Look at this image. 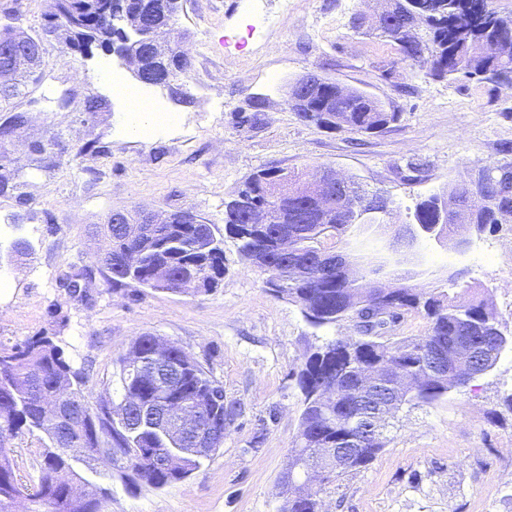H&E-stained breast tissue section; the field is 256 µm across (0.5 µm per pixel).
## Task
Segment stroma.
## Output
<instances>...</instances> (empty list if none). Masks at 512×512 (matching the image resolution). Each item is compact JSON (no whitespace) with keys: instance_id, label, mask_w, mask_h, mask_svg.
Wrapping results in <instances>:
<instances>
[{"instance_id":"1","label":"stroma","mask_w":512,"mask_h":512,"mask_svg":"<svg viewBox=\"0 0 512 512\" xmlns=\"http://www.w3.org/2000/svg\"><path fill=\"white\" fill-rule=\"evenodd\" d=\"M183 0L177 21L186 69L141 86L115 56L72 51L49 36L53 0H0V22L44 39L36 85L0 110V244L27 238L32 260L0 270V345L55 336L89 373L93 403L115 399L119 361L151 333L183 347L241 412L224 420V443L187 480L155 489L122 464L94 480L105 512H279L302 410L297 374L316 347L355 335L353 321L310 325L273 291L227 235L224 203L257 170L333 167L390 199L391 223L481 168L512 166V87L435 79L394 44L352 26L370 0ZM162 100L176 123L130 130L112 73ZM314 70L365 91L398 113L374 134L331 131L291 112L286 91ZM103 108L87 111L88 101ZM116 210L192 211L224 241V279L208 293L114 288L97 262L95 225ZM88 269L89 288L69 294L66 275ZM484 286L512 336V223L474 236L456 255L429 238L388 270L408 284L447 288L452 272ZM386 447L366 468L325 486L320 512H512V354L447 400L402 409Z\"/></svg>"}]
</instances>
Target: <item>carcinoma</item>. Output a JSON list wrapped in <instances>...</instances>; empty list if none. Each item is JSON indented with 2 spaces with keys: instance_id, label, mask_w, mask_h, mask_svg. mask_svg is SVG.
Wrapping results in <instances>:
<instances>
[{
  "instance_id": "cac0c4a2",
  "label": "carcinoma",
  "mask_w": 512,
  "mask_h": 512,
  "mask_svg": "<svg viewBox=\"0 0 512 512\" xmlns=\"http://www.w3.org/2000/svg\"><path fill=\"white\" fill-rule=\"evenodd\" d=\"M426 14L425 33L409 32L400 15L408 8L395 4V22L383 40L401 46L412 61L422 55L432 58L431 76L446 79L453 76L478 78L493 82H512V15L503 16L489 9L488 19L473 28L457 23L458 0H416ZM121 7V0H54V12L47 27L72 49L79 51L91 44L106 49L122 41V33L111 26L109 13ZM495 41L501 54L496 58L482 55V45ZM19 42L28 51L27 61L10 66V79L0 83V107L11 103L42 65L44 51L33 43V36L9 23L0 24V45ZM310 111L298 116L305 122L320 125L323 110L336 117L334 129L375 133L398 118L381 102L359 89L343 97L336 83L318 86L309 102ZM281 171L272 168L253 173L236 195L224 205L226 230L239 241V251L252 266L270 273V285L277 295L295 303L306 320L315 327L362 314L358 306L365 303L363 289L342 271H332L326 278L290 279L288 265L275 251V234L288 230L299 258L312 260L327 246L343 242L353 233L351 224H268L266 229L245 227L239 200L243 197L260 203L269 201L268 184L280 178ZM512 189V168L502 174H488V183L479 189L483 201L475 224H458L452 218L442 220L436 207L439 195L417 204L416 223L437 227L451 240L471 230L479 233L496 230L512 223L493 214L501 195ZM100 261L114 288L135 285L140 288L175 293H208L217 288L224 277V250L212 226L201 219L194 224H112L101 227ZM141 252L139 265L129 271L127 252ZM386 316L363 326L356 336H341L325 343L313 353L298 373L297 384L302 394L299 428L290 457L296 459L295 470L308 474L318 448L336 441V432L345 429L353 414L361 417L362 440L353 466L334 473L328 481L366 467L385 447L384 431L372 422L375 409L388 398H396L400 406L410 408L433 405L460 388L451 373L431 368L426 353L441 350L443 360L453 362L465 342L473 347L475 362L498 363L501 355L512 352V338L500 327L498 313L480 295L466 302L457 293L435 291L423 285H403L382 296ZM421 314L428 321L423 336L395 339L384 337L373 342L367 335L395 325L405 316ZM157 337L144 334L135 339L130 354L155 353ZM186 358V352L171 344L165 361L157 373L132 368L129 358L121 359L116 394L120 398L135 396L149 408L130 406L120 414L112 405L94 404L86 391L87 376L64 358L51 336L33 337L22 344L0 347V512H16L22 499L31 512H104L107 491L82 477L73 460L84 457L91 464L95 455L119 456L137 478L153 488H164L186 479L198 469L203 458L197 457L169 467L175 449L185 447L180 436L163 427L151 405L157 400L178 395L190 405L202 409L201 426L224 429V416L235 412L234 403L224 401V387L195 363L183 374L172 364ZM385 366L380 378L365 382L361 377L366 363ZM67 383V397L55 408L48 409L44 400L51 396L59 382ZM335 390L336 399L328 404L318 399L320 386ZM39 432L47 439L41 452L37 489L29 493L16 474L12 441L22 432ZM81 482L83 493L69 495V487ZM322 487H308L307 481L288 484V512H317Z\"/></svg>"
}]
</instances>
